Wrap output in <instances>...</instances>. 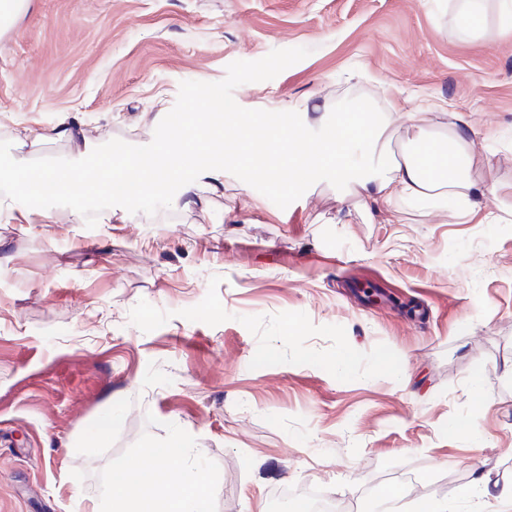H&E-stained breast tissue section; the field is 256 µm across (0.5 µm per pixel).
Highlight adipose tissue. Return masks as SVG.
I'll return each mask as SVG.
<instances>
[{"instance_id":"obj_1","label":"adipose tissue","mask_w":512,"mask_h":512,"mask_svg":"<svg viewBox=\"0 0 512 512\" xmlns=\"http://www.w3.org/2000/svg\"><path fill=\"white\" fill-rule=\"evenodd\" d=\"M381 134V127L366 124L354 116L337 120L330 133L316 142L300 128H283L279 136L288 142L289 153L265 158L264 163L310 172L333 169L337 182L355 184L364 200L375 204L401 199L436 206L450 200L456 211L463 212L475 207L479 198L484 197V190L469 178L473 164L469 144L457 133L449 136L444 149L428 138L418 137L414 149L387 159L385 172L353 171L344 156L345 142L375 143ZM181 452V443L174 441L152 449V466L130 463L113 466L109 479L112 512H152L155 504L161 512H210L197 467L189 466L176 474L167 467L168 460Z\"/></svg>"}]
</instances>
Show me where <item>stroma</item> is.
<instances>
[{"label":"stroma","mask_w":512,"mask_h":512,"mask_svg":"<svg viewBox=\"0 0 512 512\" xmlns=\"http://www.w3.org/2000/svg\"><path fill=\"white\" fill-rule=\"evenodd\" d=\"M455 5L31 0L0 35V140L18 124L85 135L12 147L17 161L148 144L180 82L306 47L237 104L317 129L365 96L390 153L414 145L392 105H437L429 132L461 131L471 180L499 192L459 219L406 200L367 210L320 181L254 212L253 187L228 174L213 193L202 176L206 209L176 200L92 229L66 207L25 224L4 201L0 512H108L113 464L149 463L176 436L201 452L212 512H275L272 490L303 484L373 512L361 483L408 469L451 512H495L512 485V34L490 15L463 36ZM345 350L352 379L332 368ZM381 351L399 376L377 370ZM109 409L120 422L90 447ZM478 481L489 497L460 498Z\"/></svg>","instance_id":"1"}]
</instances>
